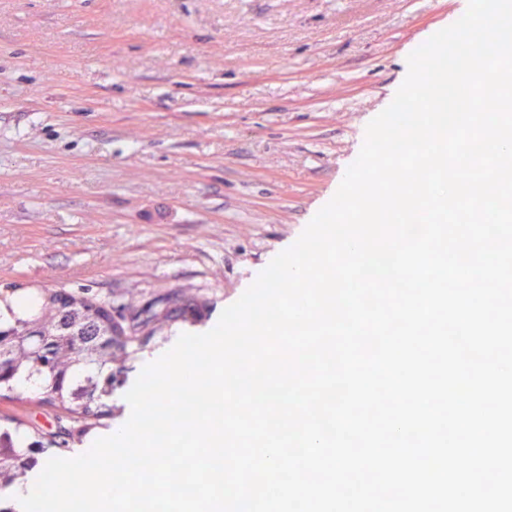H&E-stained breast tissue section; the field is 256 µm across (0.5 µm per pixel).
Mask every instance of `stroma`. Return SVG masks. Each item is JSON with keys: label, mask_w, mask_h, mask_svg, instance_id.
<instances>
[{"label": "stroma", "mask_w": 512, "mask_h": 512, "mask_svg": "<svg viewBox=\"0 0 512 512\" xmlns=\"http://www.w3.org/2000/svg\"><path fill=\"white\" fill-rule=\"evenodd\" d=\"M462 0H0V295L63 289L116 315L207 301L137 346L86 452L184 333L202 334L357 158L426 33ZM41 393L0 418L73 426Z\"/></svg>", "instance_id": "35a3bbf8"}]
</instances>
